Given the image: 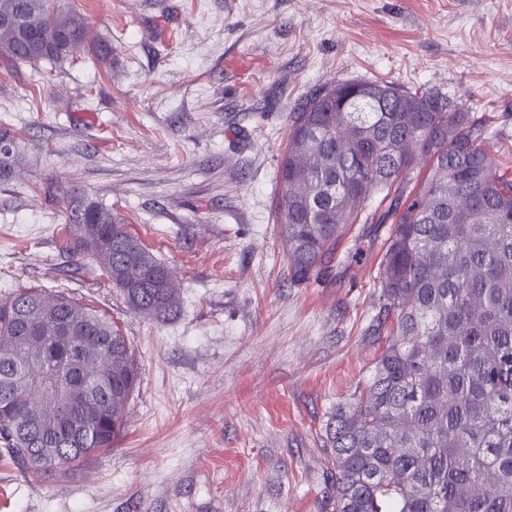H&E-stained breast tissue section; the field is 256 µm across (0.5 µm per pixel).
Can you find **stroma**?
<instances>
[{"mask_svg":"<svg viewBox=\"0 0 512 512\" xmlns=\"http://www.w3.org/2000/svg\"><path fill=\"white\" fill-rule=\"evenodd\" d=\"M61 4L88 49L57 68L0 61V296L34 287L106 313L140 388L86 471L31 481L0 456V512H328L323 426L384 346L390 227L347 225L332 273L291 282L275 217L290 115L333 80L430 89L481 117L512 169V0ZM67 190L173 269L176 319L134 315L92 254L64 249L81 234L56 202Z\"/></svg>","mask_w":512,"mask_h":512,"instance_id":"stroma-1","label":"stroma"}]
</instances>
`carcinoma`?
<instances>
[{
    "instance_id": "obj_1",
    "label": "carcinoma",
    "mask_w": 512,
    "mask_h": 512,
    "mask_svg": "<svg viewBox=\"0 0 512 512\" xmlns=\"http://www.w3.org/2000/svg\"><path fill=\"white\" fill-rule=\"evenodd\" d=\"M86 29L54 0H0L5 61L60 67ZM380 87L389 96L375 103ZM490 140L457 101L388 82L323 85L291 115L278 192L291 281L322 274L345 225H393L374 319L390 339L324 428L333 512H512V172ZM60 204L97 225L78 247L135 314L177 316L171 268L127 224L74 190ZM138 380L132 342L97 309L37 288L0 298V452L25 477L76 471L111 448Z\"/></svg>"
}]
</instances>
